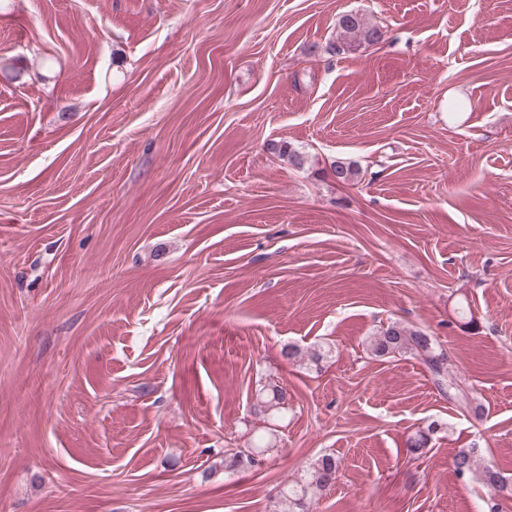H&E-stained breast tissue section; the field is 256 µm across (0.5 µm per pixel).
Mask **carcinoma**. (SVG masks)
Instances as JSON below:
<instances>
[{"mask_svg": "<svg viewBox=\"0 0 512 512\" xmlns=\"http://www.w3.org/2000/svg\"><path fill=\"white\" fill-rule=\"evenodd\" d=\"M343 45L335 50L341 52L344 48H352L362 44H372L380 40V27L370 25L358 14H344L338 19ZM336 180L340 183H350L357 180L359 167L353 161H336L332 165ZM369 348L372 354L379 358H389L403 353H411L418 357L432 373L437 386L448 390V395L460 404L470 405L466 390L453 379H448V356L443 349L427 334L394 321L381 328L370 338ZM282 355L289 361L309 360L319 364L324 354L314 349L304 351L300 347L288 344L283 347ZM288 408V388L277 384L262 385L255 393L254 415L259 417L266 426L262 431L269 432L267 423L280 418ZM442 429V425L433 421L426 430L418 432L407 441V451L419 454L427 447L432 436ZM271 449V443L259 435L256 441L246 448L230 449L224 452V470L238 472L248 470L260 464ZM455 472L461 477L472 480L494 491L496 494L506 492L512 495V485L490 465L482 462L478 449L462 448L452 459ZM340 460L335 456L325 454L317 459L307 470L304 478L291 484L284 485L278 492L275 512H309L308 501L326 491L336 481L340 470Z\"/></svg>", "mask_w": 512, "mask_h": 512, "instance_id": "obj_1", "label": "carcinoma"}]
</instances>
